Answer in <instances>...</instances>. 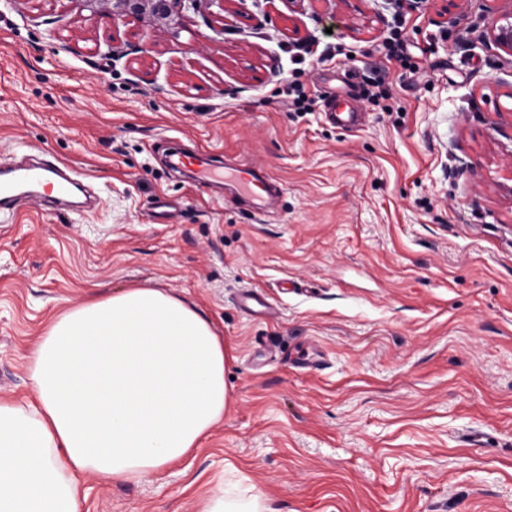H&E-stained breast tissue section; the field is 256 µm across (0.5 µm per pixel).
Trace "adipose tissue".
<instances>
[{"instance_id":"1","label":"adipose tissue","mask_w":512,"mask_h":512,"mask_svg":"<svg viewBox=\"0 0 512 512\" xmlns=\"http://www.w3.org/2000/svg\"><path fill=\"white\" fill-rule=\"evenodd\" d=\"M229 355L183 298L136 286L53 317L28 356L34 401L0 399V512H79L77 477L136 481L224 418Z\"/></svg>"}]
</instances>
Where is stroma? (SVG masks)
<instances>
[{"mask_svg":"<svg viewBox=\"0 0 512 512\" xmlns=\"http://www.w3.org/2000/svg\"><path fill=\"white\" fill-rule=\"evenodd\" d=\"M439 8L203 0L117 25L105 0H0V155L66 162L96 198L0 215V398L32 397L51 317L133 285L194 303L230 356L201 448L80 476V512H198L224 479L269 512H512V56L484 0ZM175 145L260 163L275 198L184 177ZM238 302L241 307L247 310L263 313L267 316H273L276 312L268 297L253 291L241 292L238 296Z\"/></svg>","mask_w":512,"mask_h":512,"instance_id":"1","label":"stroma"}]
</instances>
